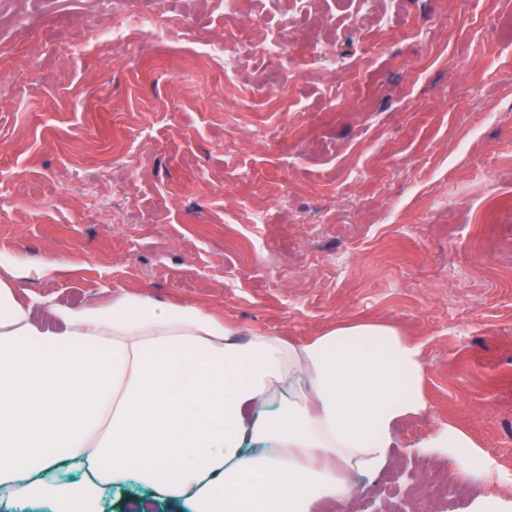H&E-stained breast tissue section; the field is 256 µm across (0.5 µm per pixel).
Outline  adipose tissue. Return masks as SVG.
Returning <instances> with one entry per match:
<instances>
[{
	"instance_id": "1",
	"label": "adipose tissue",
	"mask_w": 512,
	"mask_h": 512,
	"mask_svg": "<svg viewBox=\"0 0 512 512\" xmlns=\"http://www.w3.org/2000/svg\"><path fill=\"white\" fill-rule=\"evenodd\" d=\"M62 268L0 272V499L100 512L135 486L189 512H313L381 473L400 425L431 408L422 346L394 325L343 321L296 341L144 294L18 297V273ZM414 449L488 471L449 424Z\"/></svg>"
}]
</instances>
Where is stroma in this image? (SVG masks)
<instances>
[{"mask_svg":"<svg viewBox=\"0 0 512 512\" xmlns=\"http://www.w3.org/2000/svg\"><path fill=\"white\" fill-rule=\"evenodd\" d=\"M139 0L168 39L115 43L126 0H0V256L66 269L20 293L190 302L292 339L356 318L422 345L430 412L387 468L314 512H470L512 498V0ZM281 32L234 81L200 42ZM265 223H252L255 211ZM491 480L435 504L441 423ZM451 448H454L451 453ZM477 448L460 429L442 424L427 438L416 443L411 450L423 454L451 453L460 473L466 477H476L487 473V461L483 454L471 450ZM471 512H511L512 499L504 498L496 489H490L472 507Z\"/></svg>","mask_w":512,"mask_h":512,"instance_id":"stroma-1","label":"stroma"}]
</instances>
